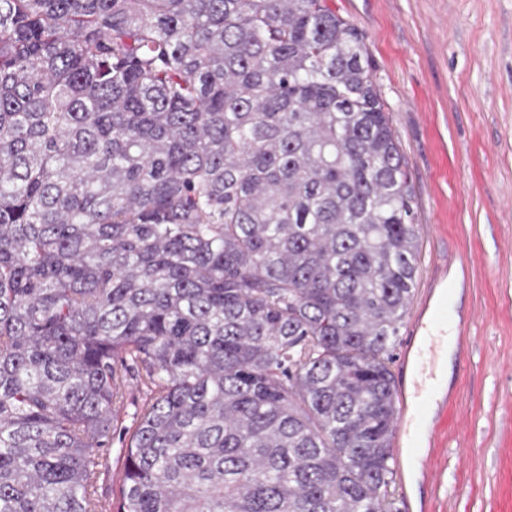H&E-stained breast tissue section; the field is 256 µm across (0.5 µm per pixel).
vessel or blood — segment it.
Returning a JSON list of instances; mask_svg holds the SVG:
<instances>
[{"mask_svg": "<svg viewBox=\"0 0 512 512\" xmlns=\"http://www.w3.org/2000/svg\"><path fill=\"white\" fill-rule=\"evenodd\" d=\"M466 277H458L457 286L466 287ZM456 288H449L447 274L431 276L424 299L415 310L409 326L411 339L406 342L399 360L405 373L400 386V411L394 439L406 441L407 456L421 458L425 446L434 445L433 431L441 411L436 394L426 392V383L437 380L438 367L446 363L448 338L434 329L445 323L448 302Z\"/></svg>", "mask_w": 512, "mask_h": 512, "instance_id": "1", "label": "vessel or blood"}]
</instances>
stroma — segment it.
Masks as SVG:
<instances>
[{
    "mask_svg": "<svg viewBox=\"0 0 512 512\" xmlns=\"http://www.w3.org/2000/svg\"><path fill=\"white\" fill-rule=\"evenodd\" d=\"M365 34L418 201L417 289L463 256L469 286L425 465L393 485L434 512H512V0H335Z\"/></svg>",
    "mask_w": 512,
    "mask_h": 512,
    "instance_id": "stroma-1",
    "label": "stroma"
}]
</instances>
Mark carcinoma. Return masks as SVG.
Returning <instances> with one entry per match:
<instances>
[{
  "mask_svg": "<svg viewBox=\"0 0 512 512\" xmlns=\"http://www.w3.org/2000/svg\"><path fill=\"white\" fill-rule=\"evenodd\" d=\"M417 214L331 0H0V512H399Z\"/></svg>",
  "mask_w": 512,
  "mask_h": 512,
  "instance_id": "cac0c4a2",
  "label": "carcinoma"
}]
</instances>
